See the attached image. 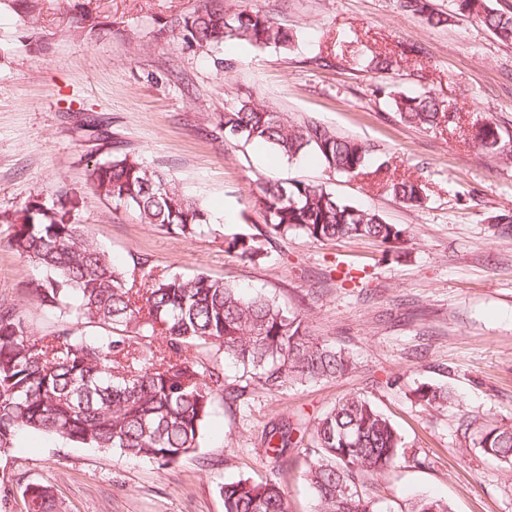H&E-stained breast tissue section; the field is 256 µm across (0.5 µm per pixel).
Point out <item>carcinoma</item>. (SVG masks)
I'll return each mask as SVG.
<instances>
[{"mask_svg": "<svg viewBox=\"0 0 512 512\" xmlns=\"http://www.w3.org/2000/svg\"><path fill=\"white\" fill-rule=\"evenodd\" d=\"M398 10L445 25L449 15L432 0H394ZM457 10L477 19L502 42L512 43V11L489 7L487 0H457ZM93 0L70 7V29L92 36L102 30ZM183 39L207 51L226 44L255 49H288L293 35L259 10L224 9L223 0L189 15L171 18ZM400 56L374 53L365 68L389 73ZM376 93L390 100L400 119L420 129L455 123L457 114L429 91L402 93L384 85ZM224 138L262 141L282 157L316 153L325 167L347 176L363 173L371 148L323 124L294 123L257 99L239 102L219 125ZM477 143L489 153L501 150L502 136L483 124ZM90 182L105 201L132 212L142 224L196 238L212 232L201 202L185 195L163 174L126 154L94 162ZM388 190L403 203L419 206L423 185L403 179ZM57 201L33 200L5 218L13 225L8 246L35 271L32 296L63 314L57 328L41 336L12 304L0 302V456L26 432L57 435L84 448H97L169 466L194 453L213 400L220 395L245 404L251 386L279 391L290 385L343 375L354 366L349 353L309 334L305 321L262 293L246 294L224 279L160 269L144 255L115 262ZM258 204L265 224L281 234L299 232L316 241L368 238L397 244L406 233L377 212L345 203L321 185L273 181L261 189ZM268 239L236 237L229 246L248 261L267 254ZM218 345L241 371L239 383L225 381L224 370L193 355ZM420 400L431 408L458 404L447 388L425 386ZM465 433L488 460L512 471V423L475 418ZM270 459L286 462L291 448L308 458L305 478L316 512H378L367 492L370 478L408 459L402 437L377 406L360 395L345 397L312 424L285 421L264 433ZM224 512H289L281 482L240 478L224 483ZM26 512H61L51 487L29 483L23 490ZM407 512H449L447 505L420 498Z\"/></svg>", "mask_w": 512, "mask_h": 512, "instance_id": "carcinoma-1", "label": "carcinoma"}]
</instances>
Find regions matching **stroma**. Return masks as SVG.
I'll return each instance as SVG.
<instances>
[{"mask_svg": "<svg viewBox=\"0 0 512 512\" xmlns=\"http://www.w3.org/2000/svg\"><path fill=\"white\" fill-rule=\"evenodd\" d=\"M206 2L99 0L109 30L92 37L70 32L65 0H40L33 23L0 6V214L35 195L52 203L67 186L76 220L112 257L145 254L170 271L263 291L303 316L310 335L348 350L355 368L278 392L252 390L244 407L215 398L198 451L163 468L23 434L0 457V512H26L32 482L51 486L62 512H224L220 488L238 477L280 480L290 512H314L303 456L289 453L277 467L262 436L273 422L314 418L350 395L373 401L418 457L374 482L382 512H405L421 496L449 512H512V471L459 430L467 415L512 422V44L457 14L454 0H433L453 16L438 27L393 0H224L231 10L264 11L298 39L287 51L206 52L167 30L172 16ZM410 44L420 54L392 73L360 64L367 50ZM378 85L428 90L460 121L433 131L406 126L374 96ZM251 95L294 122L312 119L374 145L387 166L340 176L312 153L268 168L266 144L216 135L225 112ZM488 120L504 152L476 143ZM110 153L139 158L202 201L217 234L187 239L99 197L89 170ZM403 178L422 183L421 206L389 191ZM284 180L323 185L408 234L394 246L273 234L257 197L266 182ZM9 232L0 223V302L16 305L34 334L48 333L60 316L29 296L34 272L6 247ZM259 233L270 237L263 258L245 262L229 250L234 236ZM427 385L449 387L458 406L421 405L416 390Z\"/></svg>", "mask_w": 512, "mask_h": 512, "instance_id": "35a3bbf8", "label": "stroma"}]
</instances>
